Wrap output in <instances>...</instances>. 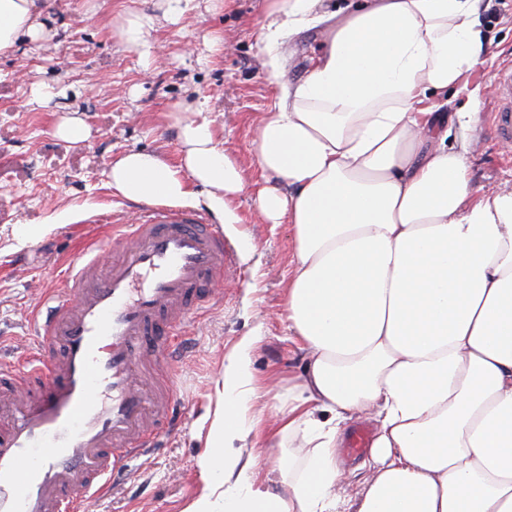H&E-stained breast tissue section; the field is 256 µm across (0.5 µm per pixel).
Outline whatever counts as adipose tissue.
<instances>
[{
    "mask_svg": "<svg viewBox=\"0 0 512 512\" xmlns=\"http://www.w3.org/2000/svg\"><path fill=\"white\" fill-rule=\"evenodd\" d=\"M478 2L267 0L258 41L279 93L251 142L257 210L292 226L288 330L308 363L270 411L255 401L257 336L225 355L185 512H512V188L471 185L472 117L436 99L484 62ZM38 16L37 0H0V52L39 36ZM327 21L328 47L283 82L287 36ZM178 122V165L131 150L110 187L152 204L195 183L237 223L244 168L204 108ZM370 413L371 476L349 499L342 425ZM286 436L306 455L261 475L254 449Z\"/></svg>",
    "mask_w": 512,
    "mask_h": 512,
    "instance_id": "ef3b65f1",
    "label": "adipose tissue"
}]
</instances>
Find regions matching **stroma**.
<instances>
[{
	"label": "stroma",
	"instance_id": "obj_1",
	"mask_svg": "<svg viewBox=\"0 0 512 512\" xmlns=\"http://www.w3.org/2000/svg\"><path fill=\"white\" fill-rule=\"evenodd\" d=\"M266 0H185L178 22L166 20L165 0H41V37L22 38L0 53V359L25 353L34 338L28 319L41 298L59 288L65 260L78 240H98L111 251L113 224L136 223L141 207L109 185L114 158L130 150L178 164L180 131L174 105L205 107L230 156L255 176L250 149L256 113L277 91L267 80L257 37ZM153 21L151 65L120 36L126 13ZM324 26L290 36L283 70L301 77L324 39ZM484 47L485 76L449 92L453 110L473 115L469 156L473 186H512V145L494 139L491 73L512 59V0H481L476 25ZM46 97L33 102V89ZM82 120L85 141L56 130ZM238 223L227 225L235 245L233 268L221 301L195 313L184 328L190 340L173 376L176 425L160 446L129 462L123 480L92 498L87 512H185L200 490L197 465L202 424L216 402L224 357L252 333L260 338L252 369L268 402L284 400L303 372L304 359L288 338L286 288L294 242L286 224L257 220L253 190L235 200ZM18 224H35L37 243L20 242ZM250 240L251 255L240 252Z\"/></svg>",
	"mask_w": 512,
	"mask_h": 512
}]
</instances>
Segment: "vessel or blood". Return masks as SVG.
<instances>
[{"label": "vessel or blood", "mask_w": 512, "mask_h": 512, "mask_svg": "<svg viewBox=\"0 0 512 512\" xmlns=\"http://www.w3.org/2000/svg\"><path fill=\"white\" fill-rule=\"evenodd\" d=\"M493 81L492 131L512 142V63ZM112 237L109 268L92 242L72 255L28 360L0 363V512H73L171 429L173 338L223 296L225 232L149 208Z\"/></svg>", "instance_id": "vessel-or-blood-1"}]
</instances>
